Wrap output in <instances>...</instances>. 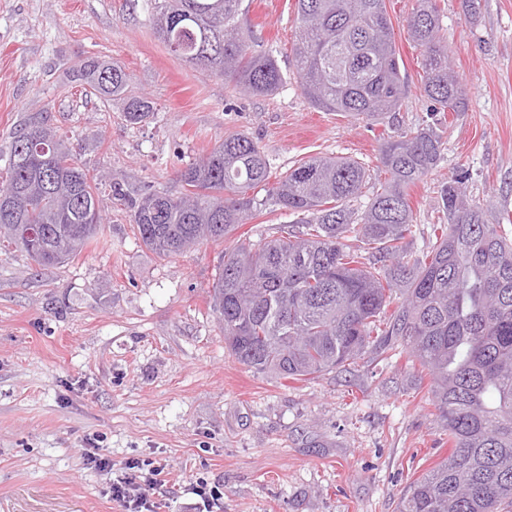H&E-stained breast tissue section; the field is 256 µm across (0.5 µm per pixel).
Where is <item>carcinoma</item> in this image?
Returning <instances> with one entry per match:
<instances>
[{"label":"carcinoma","instance_id":"obj_1","mask_svg":"<svg viewBox=\"0 0 512 512\" xmlns=\"http://www.w3.org/2000/svg\"><path fill=\"white\" fill-rule=\"evenodd\" d=\"M296 82L324 112L376 121L407 94L385 0H295ZM153 30L190 65L256 96L274 94L283 75L274 55L255 54L241 25L242 0H144ZM433 0L407 20L422 50V90L446 112H463L467 93L448 67ZM70 81L121 106L125 121L153 115L130 89L125 69L103 57L77 59ZM53 147L43 177L28 156ZM440 136L430 127L387 140L388 178L362 208L370 179L341 157L305 161L268 184L265 151L245 134L217 141L175 171L182 195L150 189L130 197L114 177L112 198L129 210L139 240L158 256L180 255L202 240L222 241L265 205L258 190L297 216L280 236L224 251L210 289L224 342L242 364L299 380L398 350L432 376L433 404L448 430L450 454L409 487L400 512H504L512 507V240L469 202L464 177L438 187L445 223L431 225L430 250L414 251L409 190L437 166ZM0 242L46 266L98 241L102 181L57 136L48 116L13 131L0 156ZM400 303L392 313L393 297Z\"/></svg>","mask_w":512,"mask_h":512}]
</instances>
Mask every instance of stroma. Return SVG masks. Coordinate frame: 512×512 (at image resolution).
<instances>
[{"label": "stroma", "instance_id": "stroma-1", "mask_svg": "<svg viewBox=\"0 0 512 512\" xmlns=\"http://www.w3.org/2000/svg\"><path fill=\"white\" fill-rule=\"evenodd\" d=\"M415 6L386 0L409 94L370 122L313 108L292 79L295 0L242 3L253 50L273 52L286 78L270 96L181 61L139 0H0V143L45 111L91 173H121L134 195L177 196L175 170L228 134L256 140L276 178L333 155L364 163L378 182L384 143L433 123L443 151L409 191L412 247L429 250L443 217L437 187L460 173L512 237V0H476L473 16L463 0H436L448 62L469 89L466 110L439 123L407 36ZM86 56L124 67L155 118L130 125L118 106L70 90L68 68ZM292 220L269 203L224 242L162 258L116 203L99 242L68 263L41 266L0 245V512H123L83 465L92 435L113 463L168 464L161 512H399L410 485L449 453L419 363L402 352L306 380L258 374L231 355L210 309L220 254ZM200 478L223 491L218 506L188 493Z\"/></svg>", "mask_w": 512, "mask_h": 512}]
</instances>
